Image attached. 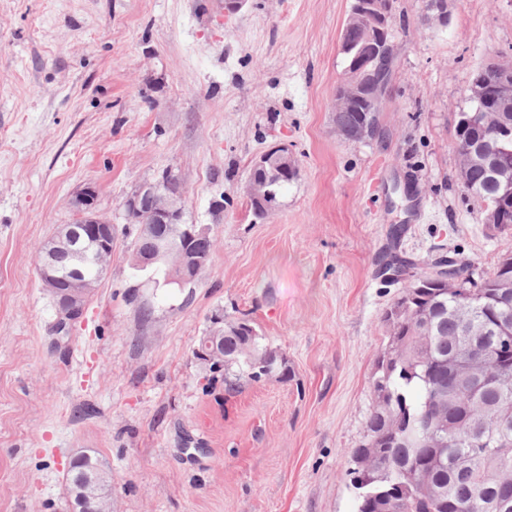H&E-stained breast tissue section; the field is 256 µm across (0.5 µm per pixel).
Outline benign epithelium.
Here are the masks:
<instances>
[{"instance_id":"obj_1","label":"benign epithelium","mask_w":512,"mask_h":512,"mask_svg":"<svg viewBox=\"0 0 512 512\" xmlns=\"http://www.w3.org/2000/svg\"><path fill=\"white\" fill-rule=\"evenodd\" d=\"M378 3L375 0H357L353 5L347 28L359 31L367 40L379 41L376 58L382 66L384 78L382 86L392 83L394 76L395 51L393 45L381 40V35L388 32L394 24V15L381 17V23L374 21ZM345 95L333 97L331 111L339 112L358 93L355 81L345 82ZM467 92L471 99L483 101L489 95V88L477 77H469ZM485 139L508 140L512 138V120L505 119L485 129ZM472 160L485 166L490 178L499 184L506 193H512V158L504 155H487L481 149L470 152ZM271 166L286 174L296 168L294 156L288 147L280 146L262 153L253 163L252 168L263 170ZM247 194L250 199L263 205L267 210L274 209V192L269 189L265 178L250 177L247 181ZM99 190L96 184L88 183L76 195L73 206L76 223L65 224L58 228L56 235L42 246L45 254L50 255L56 250L65 249L71 258L70 267L59 271L53 263L46 259L38 266V274L42 285L52 294L56 307V331L68 330V327L79 321L85 311L87 296L94 284L104 273L105 255L112 253L111 223L97 214ZM181 182L173 183L157 180L141 184L123 203L125 212L135 217L139 224V232L152 234L158 225L170 227L169 234L161 241L159 251L165 262L176 268L189 267L194 272L201 271L210 259L207 251L187 253L182 250L185 241L205 240L209 238L207 230L197 224L181 222ZM222 320L210 330L208 342L196 350L198 359L214 364L215 368L224 367V327ZM484 361L481 356H474L464 365L462 382L479 384L488 374L481 372Z\"/></svg>"}]
</instances>
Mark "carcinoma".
<instances>
[{
	"label": "carcinoma",
	"instance_id": "1",
	"mask_svg": "<svg viewBox=\"0 0 512 512\" xmlns=\"http://www.w3.org/2000/svg\"><path fill=\"white\" fill-rule=\"evenodd\" d=\"M345 74L357 60L367 61L370 50L354 32L342 35ZM460 115L466 127L455 126V139L479 141L485 127L501 117L500 101L491 96L469 100ZM337 135L358 142L368 114L350 105L336 113ZM459 153L457 181L479 205L480 212L497 208L503 223L512 226V197L488 181L480 164L465 163ZM153 235H136L131 255L154 252ZM385 268L398 273L400 296L386 310L383 322L388 344L378 358L372 378L373 402L366 419L364 441L352 452L357 460L368 456L373 480L357 469L349 471L358 512H512V415L505 430L493 417L512 409V297L501 284L512 280V253L502 255L490 275L476 281L458 269L454 288H419L425 263L394 255ZM485 356L493 382L477 393L452 389L448 359L468 341ZM283 359L251 328L239 334L224 329V384L233 391L243 381L276 373ZM102 461L73 468L66 487L94 476Z\"/></svg>",
	"mask_w": 512,
	"mask_h": 512
}]
</instances>
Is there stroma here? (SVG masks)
Instances as JSON below:
<instances>
[{"label": "stroma", "instance_id": "1", "mask_svg": "<svg viewBox=\"0 0 512 512\" xmlns=\"http://www.w3.org/2000/svg\"><path fill=\"white\" fill-rule=\"evenodd\" d=\"M351 4L0 0V512H68L84 451L108 464L112 512H357L352 451L400 292L379 259L455 254L480 278L512 251V228L462 204L454 150L470 73L512 59V0H453L444 26L395 0V74L365 143L331 112ZM281 145L299 176L259 217L249 170ZM166 170L214 241L184 288L130 263L122 202ZM88 183L116 238L62 337L37 248ZM218 318L248 319L287 375L225 391L194 354ZM90 456L91 457L89 459V454L82 452V453L78 454L73 459L72 463H70L69 469L77 462L87 461L82 466L72 468L73 472H71L67 475V478H66L67 492L69 491V488L72 485L85 481L87 479V477H86L87 475H89L90 477H94L95 465L98 464L99 462H103V460H102V458H100L99 454L96 452H93V454H90ZM88 460L90 461V465H89Z\"/></svg>", "mask_w": 512, "mask_h": 512}]
</instances>
